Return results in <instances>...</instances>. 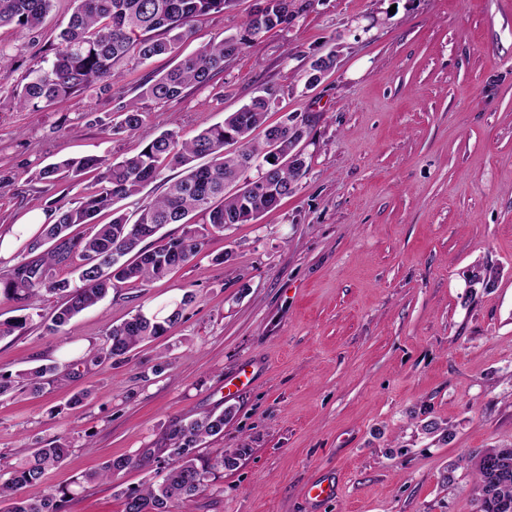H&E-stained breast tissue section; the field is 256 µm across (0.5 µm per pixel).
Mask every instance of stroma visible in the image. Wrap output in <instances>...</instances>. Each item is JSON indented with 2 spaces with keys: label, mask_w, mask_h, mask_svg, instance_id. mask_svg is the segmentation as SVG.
I'll return each instance as SVG.
<instances>
[{
  "label": "stroma",
  "mask_w": 512,
  "mask_h": 512,
  "mask_svg": "<svg viewBox=\"0 0 512 512\" xmlns=\"http://www.w3.org/2000/svg\"><path fill=\"white\" fill-rule=\"evenodd\" d=\"M295 2L288 29L169 102L141 97L140 84L240 31L257 0L197 20L176 56L125 60L111 87L37 111L15 88L49 55L74 2L55 0L36 31L0 29V234L95 188L94 172L75 185L39 181L49 163L118 161L165 130L192 139L266 86L278 92L270 123L317 116L309 171L278 208L208 236L164 279L111 290L59 334L35 323L0 339L2 373L62 367L138 308L195 295L128 362L79 368L37 398L0 399V468L40 440L72 445L29 496L165 447L172 422L228 408L223 434L198 453L245 456L172 512H476L466 457L512 445V0ZM332 50L336 69L307 87L311 59ZM131 99L141 131L113 132ZM246 367L250 381L225 396V380ZM81 390L94 400L70 405ZM428 421L447 425L449 439L422 432ZM153 477L141 461L85 487L69 512H123L122 491ZM320 479L336 493L314 507Z\"/></svg>",
  "instance_id": "1"
}]
</instances>
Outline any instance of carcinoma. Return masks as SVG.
<instances>
[{
	"mask_svg": "<svg viewBox=\"0 0 512 512\" xmlns=\"http://www.w3.org/2000/svg\"><path fill=\"white\" fill-rule=\"evenodd\" d=\"M76 7L67 26L52 48L54 57L46 66L28 69L17 91L23 107L39 110L56 105L69 96L96 84H112L115 66L127 58L145 63L171 55L178 44L192 34L193 22L221 13L233 0H75ZM54 0H0V28L13 26L21 31L39 27L50 13ZM300 12L294 0H258L255 10L243 23L242 31L214 41L195 55L182 59L166 73L141 85V96L172 101L191 85L204 84L224 70V61L262 34L284 30ZM331 50L313 59L306 84L315 87L320 76L336 67ZM277 100V91L264 87L240 109L224 116V121L199 132L189 141H179L168 130L149 137L136 155L112 163L96 156L66 159L43 168L38 179L55 185L74 184L89 170L104 172L94 190L81 195L71 205L57 206L54 221L44 224L23 245L20 260L6 275H0V299L14 304L19 316L0 322V338L23 333L34 318L42 317L40 302L46 295L61 299L46 331L55 335L73 317L95 307L110 290L122 284L142 286L167 276L189 263L211 233L224 231L226 224H246L278 207L293 194L309 168L302 155L286 166L268 162V157L292 155L299 140L309 136L315 122L311 114L289 113L275 124H267L268 113ZM143 114L136 103L120 106L115 133L137 132ZM208 157L204 165L197 160ZM266 162L264 176L282 188L274 195L268 187L244 177L241 160ZM166 169H179L168 180L165 193L143 203L137 218L130 220L115 207L134 197ZM112 211V221L96 224L101 212ZM196 212L206 225L189 228L164 245L148 249L141 243L155 236L167 224H185ZM90 225V231L75 235L70 228ZM70 270L72 276L60 274ZM195 300L187 291L181 299L151 311L138 309L119 325L105 331L101 343L84 360L93 365L123 363L139 345L166 335ZM70 373L56 365H39L15 376L0 373V398L15 390L34 397L46 387L67 380ZM228 411L208 412L189 421H177L167 432L166 455L156 460L158 480L123 492L124 512H171L174 503L191 501L209 487V478L218 469L233 468L246 453L235 448L215 462H199L196 447L224 432ZM71 449L70 441L57 437L37 442L19 465L0 469V503L6 512H67L73 492L61 489L40 498L23 496V489L42 481L46 472L59 466ZM482 463L472 471L476 500L481 512H512V447L487 448L478 452ZM137 464L131 457L106 461L99 469L75 481L86 484L110 483L123 470Z\"/></svg>",
	"mask_w": 512,
	"mask_h": 512,
	"instance_id": "obj_1",
	"label": "carcinoma"
}]
</instances>
